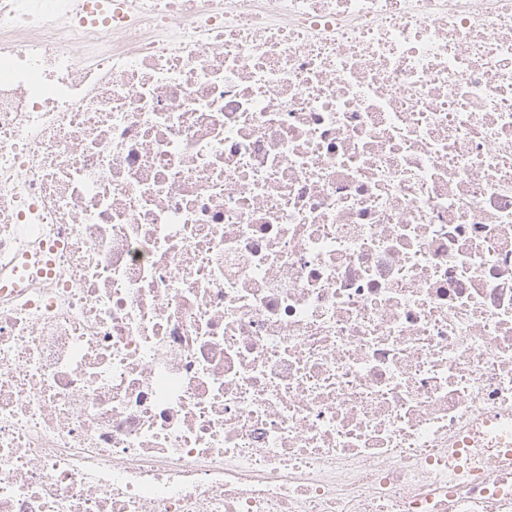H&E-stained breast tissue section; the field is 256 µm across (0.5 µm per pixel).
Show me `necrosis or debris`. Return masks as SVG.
<instances>
[{"mask_svg": "<svg viewBox=\"0 0 512 512\" xmlns=\"http://www.w3.org/2000/svg\"><path fill=\"white\" fill-rule=\"evenodd\" d=\"M512 0H0V512H512Z\"/></svg>", "mask_w": 512, "mask_h": 512, "instance_id": "obj_1", "label": "necrosis or debris"}]
</instances>
